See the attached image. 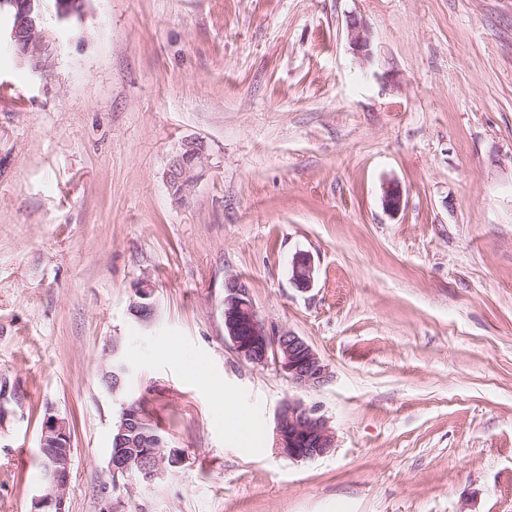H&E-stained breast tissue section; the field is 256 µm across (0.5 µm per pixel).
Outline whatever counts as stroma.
<instances>
[{
	"label": "stroma",
	"instance_id": "stroma-1",
	"mask_svg": "<svg viewBox=\"0 0 512 512\" xmlns=\"http://www.w3.org/2000/svg\"><path fill=\"white\" fill-rule=\"evenodd\" d=\"M41 35L38 74L0 45V512H30L50 412L66 512H99L114 352L185 457L119 512H512V0H92L68 24L43 0ZM188 139L207 171L179 203ZM231 277L328 382L237 356ZM297 394L337 436L302 462L273 448ZM347 32L353 50L365 59L371 55L370 38L364 24L355 16H350L347 21ZM206 161V147L198 139L186 141L172 158L166 172V179L168 184L170 181L176 184L175 190L171 191L177 202L182 203L192 194L202 178ZM291 282L301 291L310 290L315 282V264L307 253L297 252L290 261ZM148 284L141 285L137 290L139 301L132 305V310L136 319L142 324H149L156 314L154 303L151 299V290Z\"/></svg>",
	"mask_w": 512,
	"mask_h": 512
}]
</instances>
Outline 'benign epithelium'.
I'll use <instances>...</instances> for the list:
<instances>
[{
	"mask_svg": "<svg viewBox=\"0 0 512 512\" xmlns=\"http://www.w3.org/2000/svg\"><path fill=\"white\" fill-rule=\"evenodd\" d=\"M43 0H0V42L4 41L23 50L21 63L31 71H42L52 51L40 31V5ZM57 16L62 20L84 15L88 0H54ZM347 32L353 50L363 58L370 57V38L364 24L355 16L347 21ZM207 153L198 139L186 141L172 158L167 181L175 183L173 198L185 201L194 191L206 167ZM383 208L395 213L402 208L403 191L395 182L383 187ZM291 282L301 291L310 290L315 282V264L307 253L297 252L290 261ZM138 301L132 305L136 319L147 324L156 314L151 301L149 285L136 289ZM224 316V336L237 355L252 364L267 361L269 348H274L279 370L297 390L317 388L328 381L329 368L306 340L290 330L277 335L270 333L260 317L248 285L237 277L224 282V299L221 302ZM126 367L117 357L103 371V379L113 382L119 389ZM126 423H121L110 452L105 474L107 479L99 485L100 512H118V503L112 497V488L119 480L139 483H156L171 470L164 465L165 456L159 443L146 456L129 457L124 438ZM40 448L45 454V476L38 493L32 499V512H66L67 494L71 483V428L67 418L48 413L45 416ZM336 447V436L329 420L314 406L307 405L299 396L288 398L279 408L273 431V448L281 455L295 461L322 457Z\"/></svg>",
	"mask_w": 512,
	"mask_h": 512,
	"instance_id": "1",
	"label": "benign epithelium"
}]
</instances>
